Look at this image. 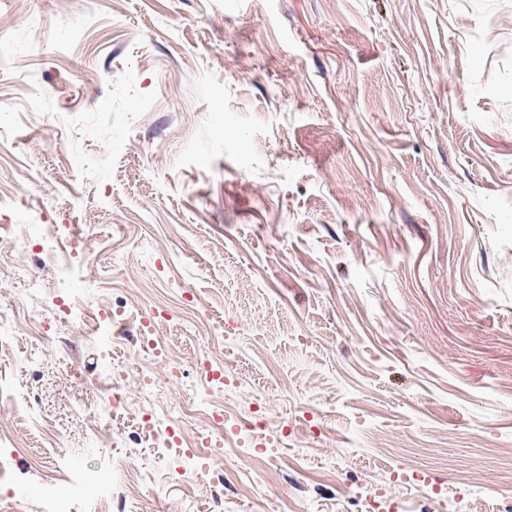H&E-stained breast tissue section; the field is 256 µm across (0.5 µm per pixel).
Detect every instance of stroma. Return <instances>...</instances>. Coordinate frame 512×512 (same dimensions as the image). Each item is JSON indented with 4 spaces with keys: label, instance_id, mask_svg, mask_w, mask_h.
Listing matches in <instances>:
<instances>
[{
    "label": "stroma",
    "instance_id": "35a3bbf8",
    "mask_svg": "<svg viewBox=\"0 0 512 512\" xmlns=\"http://www.w3.org/2000/svg\"><path fill=\"white\" fill-rule=\"evenodd\" d=\"M1 126L0 225L30 269L57 275L28 224L104 246L17 310L50 318L48 338L0 352L15 512L90 475L105 495L83 512L210 499L204 412L164 442L94 433L113 362L135 355L67 309L116 295L131 326L200 343L129 401L164 415L198 360L229 364L225 402L262 415L255 437L293 431L322 461L264 481L239 456L224 512H351L400 465L443 486L512 473V0H0Z\"/></svg>",
    "mask_w": 512,
    "mask_h": 512
}]
</instances>
